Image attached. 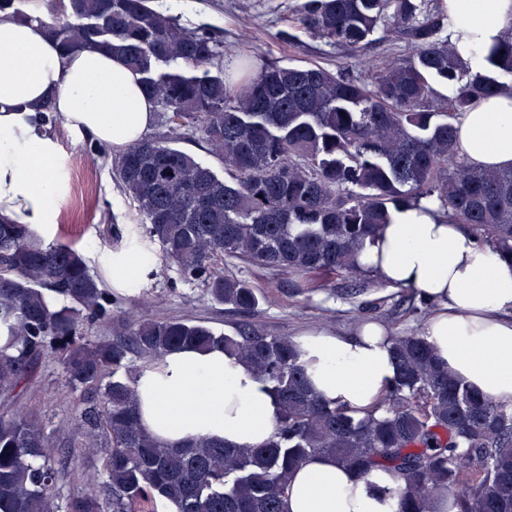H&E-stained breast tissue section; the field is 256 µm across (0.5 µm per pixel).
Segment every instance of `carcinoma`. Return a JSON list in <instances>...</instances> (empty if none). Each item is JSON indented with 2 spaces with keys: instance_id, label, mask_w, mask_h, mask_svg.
<instances>
[{
  "instance_id": "carcinoma-1",
  "label": "carcinoma",
  "mask_w": 512,
  "mask_h": 512,
  "mask_svg": "<svg viewBox=\"0 0 512 512\" xmlns=\"http://www.w3.org/2000/svg\"><path fill=\"white\" fill-rule=\"evenodd\" d=\"M29 0H0V22L43 21ZM303 30L332 48L367 54L391 32L411 53L363 80L345 67L258 68L224 74L222 34L165 15L154 0H56L49 32L66 51L94 46L141 76L170 131L186 128L214 146L224 174L147 137L115 161L145 235L180 276L216 303L256 309L263 294L224 274L219 261L300 275L355 277L356 257L390 223L391 211L435 198L451 224L512 260V168H476L457 150L459 119L478 99L512 93V29L492 48L494 70L474 77L448 41L441 0H300ZM454 88L440 97L436 85ZM119 301L82 255L42 242L0 216V400L14 402L56 360L84 395L71 456L103 440L105 480L65 497L53 434L32 414L0 415V512H136L158 502L175 512H283L290 475L328 453L363 477L377 470L405 483L395 512H512V407L485 399L443 366L421 332L391 337L397 377L382 414L323 399L298 363L291 336L249 321L228 332L206 322L149 317L110 339L83 336ZM219 348L270 385L275 430L255 448L196 439L168 447L142 427L135 382L177 348Z\"/></svg>"
}]
</instances>
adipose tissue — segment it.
I'll return each mask as SVG.
<instances>
[{
    "mask_svg": "<svg viewBox=\"0 0 512 512\" xmlns=\"http://www.w3.org/2000/svg\"><path fill=\"white\" fill-rule=\"evenodd\" d=\"M450 40L469 72L512 28V0H442ZM78 135L117 148L144 139L153 120L139 74L95 48L63 52L36 21L0 22V215L51 236L62 197L57 143L41 107ZM458 150L479 167H512V94L465 112ZM87 255L122 295L139 293L157 271L151 246L130 231L120 246ZM361 270L411 289L433 306L424 334L437 357L467 386L512 406V261L468 228L446 223L429 199L394 209L374 243L357 255ZM313 388L357 416L379 405L396 377L385 326L373 320L349 335L319 330L296 339ZM144 428L170 446L207 437L239 448L263 444L280 414L267 383L220 349L180 348L136 382ZM400 484L388 473L359 478L326 455L297 470L285 512H393Z\"/></svg>",
    "mask_w": 512,
    "mask_h": 512,
    "instance_id": "adipose-tissue-1",
    "label": "adipose tissue"
}]
</instances>
